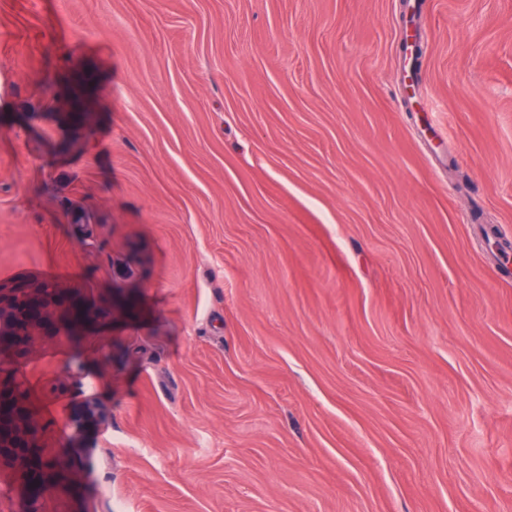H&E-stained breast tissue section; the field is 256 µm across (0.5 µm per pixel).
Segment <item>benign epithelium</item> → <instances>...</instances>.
<instances>
[{
	"instance_id": "benign-epithelium-1",
	"label": "benign epithelium",
	"mask_w": 512,
	"mask_h": 512,
	"mask_svg": "<svg viewBox=\"0 0 512 512\" xmlns=\"http://www.w3.org/2000/svg\"><path fill=\"white\" fill-rule=\"evenodd\" d=\"M64 308L56 288H14L0 291V359L31 344L55 326V313ZM42 426L19 388L0 378V465L9 462L23 470L26 485L38 488L55 471L40 448Z\"/></svg>"
}]
</instances>
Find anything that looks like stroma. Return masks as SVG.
Masks as SVG:
<instances>
[{
    "instance_id": "1",
    "label": "stroma",
    "mask_w": 512,
    "mask_h": 512,
    "mask_svg": "<svg viewBox=\"0 0 512 512\" xmlns=\"http://www.w3.org/2000/svg\"><path fill=\"white\" fill-rule=\"evenodd\" d=\"M400 2L0 0V512H512V0ZM57 288L0 289V359L30 345L36 336L55 326V313L64 308ZM42 426L19 388L0 378V470L6 461L23 470L26 485L42 487L55 471L40 447Z\"/></svg>"
}]
</instances>
